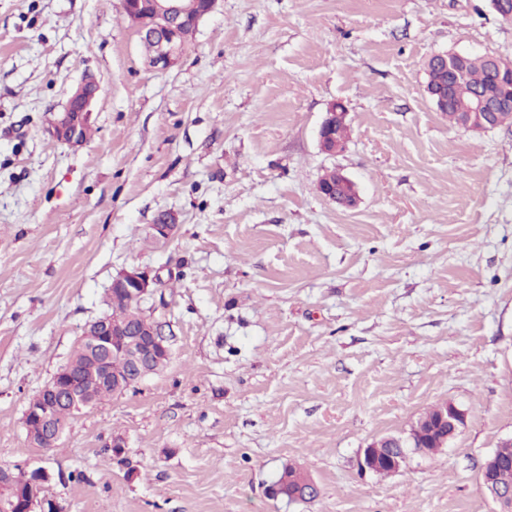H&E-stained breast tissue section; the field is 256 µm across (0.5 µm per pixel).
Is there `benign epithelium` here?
Returning a JSON list of instances; mask_svg holds the SVG:
<instances>
[{
  "label": "benign epithelium",
  "mask_w": 512,
  "mask_h": 512,
  "mask_svg": "<svg viewBox=\"0 0 512 512\" xmlns=\"http://www.w3.org/2000/svg\"><path fill=\"white\" fill-rule=\"evenodd\" d=\"M219 0H203L202 7L192 17L184 11L181 0H121V8L127 14L137 34L153 42V52L149 55V64L154 68L168 69L174 66L183 53L181 29L187 23L199 24L212 13ZM432 63L440 62L449 74V94L455 97L468 96L473 102L472 111L463 114L459 126L467 130H484L491 126L496 116L497 104L467 87L459 80L458 66L460 59L437 53L429 58ZM489 67L503 76L512 85V62L495 56H485ZM99 90L96 79L85 76L75 88L72 98L81 102V110L74 112L73 103H68L64 111L49 121L47 133L58 142L70 146H79L83 140L79 134V125L91 121L92 107ZM346 109L333 104L329 107L320 127V145L327 152L337 151L339 140L336 137V122L344 119ZM319 193L324 198L352 208L357 203V195L352 183L340 173H335V180L319 184ZM177 217L168 211L161 213L153 224L154 235L167 238L177 227ZM159 279L140 268L125 269L112 281V287L125 289L130 296L141 303L154 292ZM80 341L86 342L107 356L119 355L127 358L138 377L149 372L152 362L170 355V347L162 327L155 321L145 322L142 328L114 323L108 316H103L85 328ZM82 389L73 377L61 367L54 374L52 382L40 390L39 400L28 406L23 423L38 421L41 433L27 432L29 442L39 448L53 447L54 440L60 433L56 423L55 409L58 402L67 394ZM435 424L446 428V433L439 437L440 447L445 448L448 441L455 438L465 424V414L452 403L439 405ZM425 432L414 428L405 437L386 440V447L397 449L390 469L398 472L406 461L408 448L423 447ZM50 479L47 471H33V479L27 487L17 486L13 482V470L8 466L0 467V512H38L43 508L40 498L42 486ZM480 484L485 493L499 506L498 512H512V471L501 469L496 463V454L489 455L480 469Z\"/></svg>",
  "instance_id": "obj_1"
}]
</instances>
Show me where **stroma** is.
<instances>
[{"mask_svg":"<svg viewBox=\"0 0 512 512\" xmlns=\"http://www.w3.org/2000/svg\"><path fill=\"white\" fill-rule=\"evenodd\" d=\"M439 52L512 60V20L220 0L159 70L120 0H0V465L46 468L57 512H496L479 473L512 438V123L450 125L424 90ZM88 73L91 138L52 141ZM330 170L356 208L319 194ZM130 268L160 278L142 307L168 366L32 447L30 399ZM444 402L466 415L448 448L361 473ZM288 463L315 500L268 495ZM345 112L346 109L339 104H332L329 107L319 132L320 145L323 150L327 152H336L337 148L344 146V144L338 146L339 140L336 137V122L337 120H344Z\"/></svg>","mask_w":512,"mask_h":512,"instance_id":"stroma-1","label":"stroma"}]
</instances>
